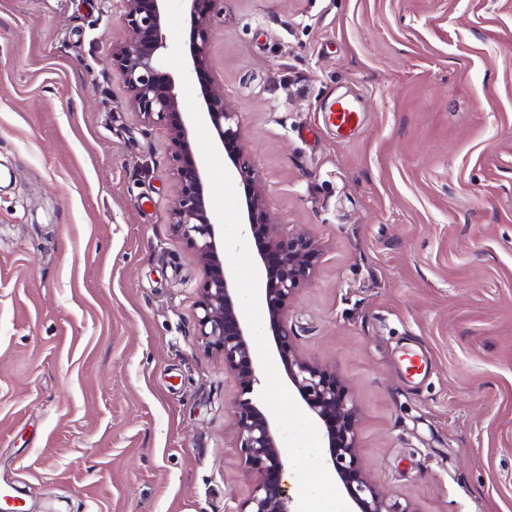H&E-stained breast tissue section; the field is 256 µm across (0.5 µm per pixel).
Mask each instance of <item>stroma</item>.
<instances>
[{
    "label": "stroma",
    "instance_id": "35a3bbf8",
    "mask_svg": "<svg viewBox=\"0 0 512 512\" xmlns=\"http://www.w3.org/2000/svg\"><path fill=\"white\" fill-rule=\"evenodd\" d=\"M123 14L0 0V484L25 512H233L244 391L197 335ZM209 59L268 213L319 249L288 324L356 405L365 476L411 512H512V0H224Z\"/></svg>",
    "mask_w": 512,
    "mask_h": 512
}]
</instances>
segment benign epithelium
I'll return each mask as SVG.
<instances>
[{
	"label": "benign epithelium",
	"instance_id": "1",
	"mask_svg": "<svg viewBox=\"0 0 512 512\" xmlns=\"http://www.w3.org/2000/svg\"><path fill=\"white\" fill-rule=\"evenodd\" d=\"M123 19L133 37L112 48V66L121 74L131 104L150 123L167 126L174 151L177 195L169 206L170 223L195 250L204 269L198 289L197 326L204 347L224 359L243 388L251 393L260 383L261 363L251 351L252 334L239 305L231 268L224 264L219 222L205 187V171L196 159L194 124L182 110L177 82L166 69L168 49L165 0H123ZM223 0H183L193 23V37L185 57L187 72L206 84L199 110L246 187L244 235L256 248L255 262L265 276L261 299L267 311L275 350L285 364L289 384L299 393L310 414L326 429L330 461L357 506L356 512H410L390 503L365 477L356 462L358 410L339 386L336 373L299 357L288 328L289 301L310 277L317 249L302 232H287L266 208L264 186L241 140L237 113L224 102L209 65L212 16ZM234 429L249 465L252 489L232 512H293L282 482L285 455L274 419L260 398L235 403Z\"/></svg>",
	"mask_w": 512,
	"mask_h": 512
}]
</instances>
